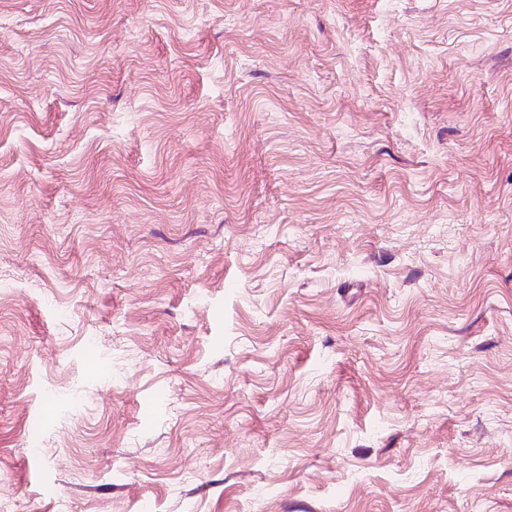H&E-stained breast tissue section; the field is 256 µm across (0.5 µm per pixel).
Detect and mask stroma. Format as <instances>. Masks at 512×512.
I'll list each match as a JSON object with an SVG mask.
<instances>
[{
	"mask_svg": "<svg viewBox=\"0 0 512 512\" xmlns=\"http://www.w3.org/2000/svg\"><path fill=\"white\" fill-rule=\"evenodd\" d=\"M0 499L512 512V0H0Z\"/></svg>",
	"mask_w": 512,
	"mask_h": 512,
	"instance_id": "1",
	"label": "stroma"
}]
</instances>
